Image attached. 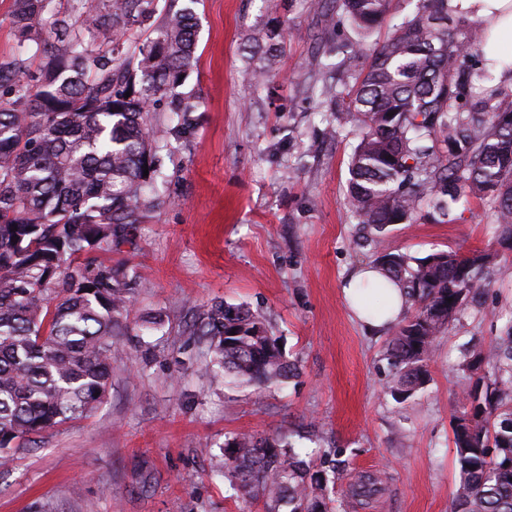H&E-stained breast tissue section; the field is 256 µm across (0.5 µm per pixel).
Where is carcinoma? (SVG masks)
Here are the masks:
<instances>
[{
	"label": "carcinoma",
	"mask_w": 512,
	"mask_h": 512,
	"mask_svg": "<svg viewBox=\"0 0 512 512\" xmlns=\"http://www.w3.org/2000/svg\"><path fill=\"white\" fill-rule=\"evenodd\" d=\"M393 0H310L338 31L367 37ZM417 0L371 50L332 38L321 55L331 81L304 92L326 104L324 120L347 127L348 211L370 230L381 279L363 285L369 317L386 309L369 297L398 287L414 303L392 326L384 393L403 403L425 389L434 342L481 287L493 256L481 251L389 250L387 226L451 223L470 196H491L500 243L512 250V86L492 84L485 33L448 6ZM13 0L22 44L41 52L38 72L19 53L0 60V458L44 432L97 409L112 385V350L123 335L139 271L122 272L90 252L110 254L133 225L162 207L160 159L150 137L151 107L172 97L195 61L192 8L166 13L140 39L155 0ZM131 95H126V92ZM227 383L257 389L295 377L266 318L216 302L193 324ZM466 389L452 431L458 486L451 512H512V322L506 335L461 364ZM216 474L264 500L265 512H332L326 491L340 473L313 469L291 436L227 437ZM366 475L336 506L350 512L378 492Z\"/></svg>",
	"instance_id": "carcinoma-1"
}]
</instances>
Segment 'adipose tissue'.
Here are the masks:
<instances>
[{
  "label": "adipose tissue",
  "mask_w": 512,
  "mask_h": 512,
  "mask_svg": "<svg viewBox=\"0 0 512 512\" xmlns=\"http://www.w3.org/2000/svg\"><path fill=\"white\" fill-rule=\"evenodd\" d=\"M450 5L482 21L488 58L512 64V0H450Z\"/></svg>",
  "instance_id": "adipose-tissue-1"
}]
</instances>
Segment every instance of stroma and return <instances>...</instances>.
<instances>
[{"label":"stroma","instance_id":"stroma-1","mask_svg":"<svg viewBox=\"0 0 512 512\" xmlns=\"http://www.w3.org/2000/svg\"><path fill=\"white\" fill-rule=\"evenodd\" d=\"M192 5L196 61L180 88L197 107L179 129L155 113L152 135L169 198L111 255L143 278L128 333L113 350L112 387L91 415L49 430L0 465V512H263L261 499L213 477L227 435H292L314 467L342 462L348 492L382 472L358 512H448L457 483L451 420L464 352L484 350L512 319V251L501 249L492 199L453 223L390 226L391 249L495 254L490 276L440 336L423 392L384 395L388 331L351 313L342 287L370 263L345 203L356 137L324 134L303 80L330 33L306 0H158ZM278 21L286 48L265 51ZM265 68L268 82L251 73ZM215 302L271 325L299 375L266 390L225 384L192 334Z\"/></svg>","mask_w":512,"mask_h":512}]
</instances>
